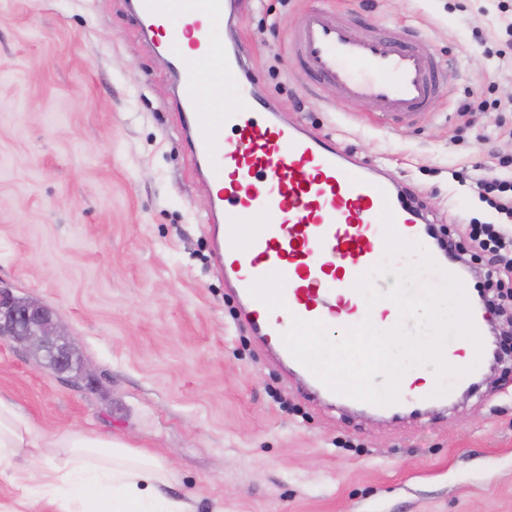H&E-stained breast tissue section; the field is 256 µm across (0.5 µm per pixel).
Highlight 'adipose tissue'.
<instances>
[{
	"mask_svg": "<svg viewBox=\"0 0 512 512\" xmlns=\"http://www.w3.org/2000/svg\"><path fill=\"white\" fill-rule=\"evenodd\" d=\"M39 448L55 451L46 467L47 489L88 512H180L178 502L153 494L164 479L153 455L78 432L51 437L36 433L11 405L0 401V465Z\"/></svg>",
	"mask_w": 512,
	"mask_h": 512,
	"instance_id": "obj_1",
	"label": "adipose tissue"
}]
</instances>
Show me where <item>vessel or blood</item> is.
Here are the masks:
<instances>
[{
    "label": "vessel or blood",
    "instance_id": "b4317fda",
    "mask_svg": "<svg viewBox=\"0 0 512 512\" xmlns=\"http://www.w3.org/2000/svg\"><path fill=\"white\" fill-rule=\"evenodd\" d=\"M149 35L174 19L207 39L185 56L176 38L163 45L178 81L176 108L197 172L222 179L208 229L216 267L240 300L238 324L279 360L301 363L284 336L294 319L328 321L346 301L337 288L357 284L392 243L426 241L427 215L401 201L395 185L328 137L284 120L247 75L235 44L217 46L225 18L241 0H132ZM292 60L315 85L346 101L365 100L379 122L414 123L434 110L446 70L426 40L381 28L363 37L343 17L304 13L291 34ZM235 129V138L224 136ZM428 269L456 275L446 248L430 251ZM288 282L277 302L265 286Z\"/></svg>",
    "mask_w": 512,
    "mask_h": 512
}]
</instances>
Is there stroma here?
Returning a JSON list of instances; mask_svg holds the SVG:
<instances>
[{
  "label": "stroma",
  "mask_w": 512,
  "mask_h": 512,
  "mask_svg": "<svg viewBox=\"0 0 512 512\" xmlns=\"http://www.w3.org/2000/svg\"><path fill=\"white\" fill-rule=\"evenodd\" d=\"M129 0H0V286L35 298L73 368L0 341V400L45 434L109 436L157 457L158 497L185 512H512V356L442 405L383 419L307 397L237 325L212 264V198L181 136L175 77ZM499 0H252L225 27L257 87L288 119L392 178L460 242L463 287L504 278L471 248L492 220L469 178L512 156V48ZM359 34L427 39L448 70L433 112L374 124L290 62L304 11ZM45 461L0 466V512H61L31 496Z\"/></svg>",
  "instance_id": "stroma-1"
}]
</instances>
